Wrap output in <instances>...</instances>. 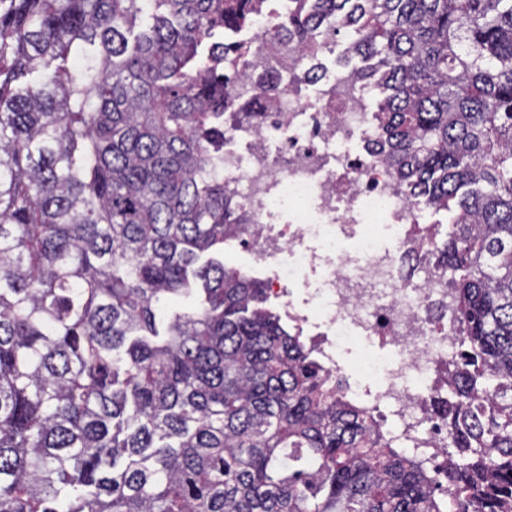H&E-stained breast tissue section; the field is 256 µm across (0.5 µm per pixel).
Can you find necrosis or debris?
Masks as SVG:
<instances>
[{
  "label": "necrosis or debris",
  "mask_w": 512,
  "mask_h": 512,
  "mask_svg": "<svg viewBox=\"0 0 512 512\" xmlns=\"http://www.w3.org/2000/svg\"><path fill=\"white\" fill-rule=\"evenodd\" d=\"M288 3L261 0L233 35L250 50L234 87L259 114L224 125V186L248 212L227 250L444 496L448 430L433 403L448 391L458 329L447 281L425 269L436 234L384 159L350 24L324 15L304 42L272 38Z\"/></svg>",
  "instance_id": "obj_1"
}]
</instances>
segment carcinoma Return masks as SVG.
I'll list each match as a JSON object with an SVG mask.
<instances>
[{"label":"carcinoma","mask_w":512,"mask_h":512,"mask_svg":"<svg viewBox=\"0 0 512 512\" xmlns=\"http://www.w3.org/2000/svg\"><path fill=\"white\" fill-rule=\"evenodd\" d=\"M259 0H0V512H512V0H365L374 114L460 327L451 502L344 400L265 286L201 257ZM274 35L302 40L298 0ZM187 311L165 314L169 303Z\"/></svg>","instance_id":"obj_1"}]
</instances>
